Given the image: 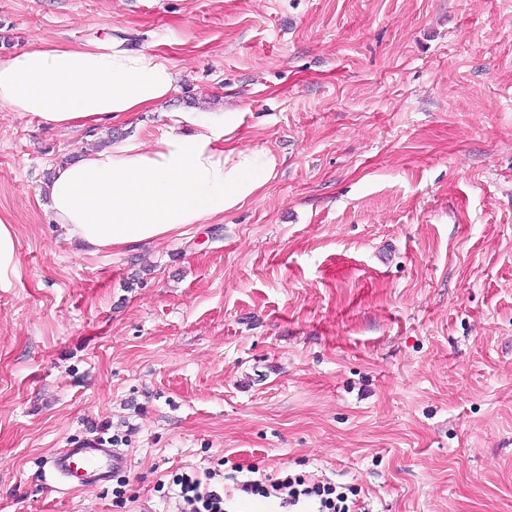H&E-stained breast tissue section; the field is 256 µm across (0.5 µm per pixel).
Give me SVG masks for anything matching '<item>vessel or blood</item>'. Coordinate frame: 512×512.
Returning a JSON list of instances; mask_svg holds the SVG:
<instances>
[{"mask_svg":"<svg viewBox=\"0 0 512 512\" xmlns=\"http://www.w3.org/2000/svg\"><path fill=\"white\" fill-rule=\"evenodd\" d=\"M126 464L125 454L94 443L82 448L59 449L49 461V471L54 479L76 489L90 482L107 481Z\"/></svg>","mask_w":512,"mask_h":512,"instance_id":"b4317fda","label":"vessel or blood"}]
</instances>
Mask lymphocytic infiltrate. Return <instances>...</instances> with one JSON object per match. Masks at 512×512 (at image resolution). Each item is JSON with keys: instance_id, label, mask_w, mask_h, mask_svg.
I'll return each mask as SVG.
<instances>
[{"instance_id": "1", "label": "lymphocytic infiltrate", "mask_w": 512, "mask_h": 512, "mask_svg": "<svg viewBox=\"0 0 512 512\" xmlns=\"http://www.w3.org/2000/svg\"><path fill=\"white\" fill-rule=\"evenodd\" d=\"M174 484L178 512H239L242 504L256 498L278 501L283 512H370L357 488L335 489L289 473L272 480L257 476L252 468L225 474L209 470L201 476L182 474Z\"/></svg>"}]
</instances>
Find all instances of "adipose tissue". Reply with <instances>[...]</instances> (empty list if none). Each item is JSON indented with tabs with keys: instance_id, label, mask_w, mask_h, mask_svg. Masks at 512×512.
<instances>
[{
	"instance_id": "obj_1",
	"label": "adipose tissue",
	"mask_w": 512,
	"mask_h": 512,
	"mask_svg": "<svg viewBox=\"0 0 512 512\" xmlns=\"http://www.w3.org/2000/svg\"><path fill=\"white\" fill-rule=\"evenodd\" d=\"M173 67L117 40L41 41L0 57V112L52 129L111 124L166 101ZM163 134H131L57 166L42 192L53 223L92 250H129L180 236L251 202L273 178L274 155L237 144L234 112H171Z\"/></svg>"
}]
</instances>
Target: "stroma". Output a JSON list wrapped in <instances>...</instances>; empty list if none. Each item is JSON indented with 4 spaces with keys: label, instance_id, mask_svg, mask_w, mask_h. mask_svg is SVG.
Segmentation results:
<instances>
[{
    "label": "stroma",
    "instance_id": "35a3bbf8",
    "mask_svg": "<svg viewBox=\"0 0 512 512\" xmlns=\"http://www.w3.org/2000/svg\"><path fill=\"white\" fill-rule=\"evenodd\" d=\"M112 37L173 66L158 109L0 114V512H173L159 484L217 466L512 512V0H0V54ZM168 112L239 113L274 177L135 252L68 241L53 167ZM89 442L126 468L54 488ZM18 240L11 224L0 219V288L10 287L18 265Z\"/></svg>",
    "mask_w": 512,
    "mask_h": 512
}]
</instances>
